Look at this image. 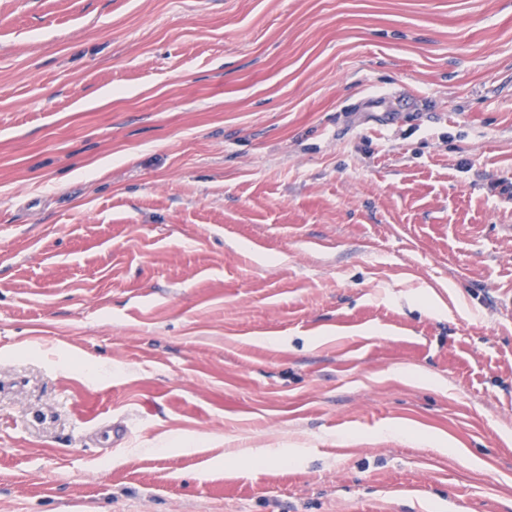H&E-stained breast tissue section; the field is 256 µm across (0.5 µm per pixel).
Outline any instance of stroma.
I'll return each instance as SVG.
<instances>
[{
  "label": "stroma",
  "instance_id": "obj_1",
  "mask_svg": "<svg viewBox=\"0 0 512 512\" xmlns=\"http://www.w3.org/2000/svg\"><path fill=\"white\" fill-rule=\"evenodd\" d=\"M505 292L512 0H0V512H512Z\"/></svg>",
  "mask_w": 512,
  "mask_h": 512
}]
</instances>
